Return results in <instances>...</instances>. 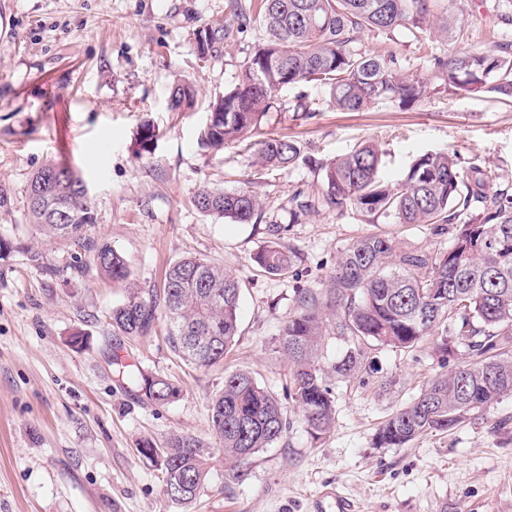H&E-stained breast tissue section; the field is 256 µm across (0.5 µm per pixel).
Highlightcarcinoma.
Here are the masks:
<instances>
[{"label":"carcinoma","instance_id":"cac0c4a2","mask_svg":"<svg viewBox=\"0 0 512 512\" xmlns=\"http://www.w3.org/2000/svg\"><path fill=\"white\" fill-rule=\"evenodd\" d=\"M456 0H228L233 23L206 26L196 35L201 56L216 57L224 43L253 22L262 23L265 39L254 46L237 83L210 105L201 131L202 144L216 152L240 144L258 131L262 118L277 107V92L318 81L332 102L357 112L380 98L404 107L420 100L425 78L401 71L393 55L366 54L355 48L365 31L407 29L423 45L432 32L462 36ZM432 78L456 94L495 91L512 98V42L486 50H464L434 58ZM195 86L181 82L170 93L171 108L193 107ZM158 137L144 124L135 157L151 153ZM259 163L285 168L301 154L286 137L257 142ZM383 150L365 143L318 165L321 187L312 196L289 199L294 217L314 207L343 212L354 209L392 224H433L451 230L448 251L434 254L403 249L385 232L353 243L337 262L329 288L306 290L280 330L276 349L290 362L288 395L302 411L315 439L328 432L335 404L327 379L359 370L366 348L377 343L410 349L426 337L448 332L466 342L471 360L436 376L410 403L394 411L376 433L381 448H402L428 433H446L475 409L512 397V195L486 192L492 171L448 152H427L413 160L401 178L381 177ZM52 191H41L45 177ZM86 183L64 162L39 169L27 190L29 223L50 239H66L92 252L100 272L125 282L124 256L104 241L86 236L96 217ZM205 214L251 221L260 208L258 194L246 185L226 191L202 186L194 198ZM298 253L277 239L254 254L260 271L284 276ZM242 286L223 268L186 257L165 273L162 291L134 288L126 303L112 311V325L123 335L149 336L160 319L167 323L172 350L198 370L224 363L239 332ZM350 342L345 354L325 370L319 364L322 338ZM136 386L156 405L178 396L167 379L134 376ZM212 429L224 449V483H241L252 459L281 440L290 427L284 405L248 371L224 374V388L212 399ZM140 453L162 470L168 499L181 506L208 487L214 468L210 445L190 434L176 435L160 448L146 441Z\"/></svg>","mask_w":512,"mask_h":512}]
</instances>
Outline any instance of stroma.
Listing matches in <instances>:
<instances>
[{
  "instance_id": "35a3bbf8",
  "label": "stroma",
  "mask_w": 512,
  "mask_h": 512,
  "mask_svg": "<svg viewBox=\"0 0 512 512\" xmlns=\"http://www.w3.org/2000/svg\"><path fill=\"white\" fill-rule=\"evenodd\" d=\"M226 0H0V237L18 251L0 259V512H319L327 489L360 512H512V397L470 412L451 431L403 448H379L375 434L427 382L462 361L466 345L448 334V353L433 341L399 350L376 345L369 368L332 379L335 422L312 439L286 384L290 366L276 350L301 290H321L341 254L375 232L366 216L315 210L291 223L288 199L319 185L315 162L365 141L384 151L382 175L400 177L426 152L448 151L491 168L492 190L512 194V100L493 92L459 96L431 82L405 108L379 99L359 112L336 109L318 82L278 94L258 138L297 140L302 160L264 168L255 149L213 153L200 133L209 104L238 80L265 37L251 24L221 55L201 58L196 34L227 22ZM468 43L431 35L419 51L403 29L368 33L362 50L396 55L403 71L429 73V56L462 46L512 41L507 0H461ZM194 84L193 110L171 109L175 82ZM306 97L312 117L294 109ZM159 131L151 155L135 159L143 122ZM67 162L86 181L97 222L89 237L122 253L129 283L90 265L73 243L40 236L27 220L26 188L35 172ZM252 184L261 206L246 224L199 212L194 197L209 184ZM280 228L298 260L293 275L273 277L253 256ZM404 248L446 252L450 235L429 224H389ZM43 255L34 265L23 252ZM199 256L230 270L243 286L240 334L222 366L196 371L170 349L164 327L127 337L112 326L129 286L161 288L174 262ZM82 335L73 345V335ZM167 378L180 389L158 406L119 371ZM251 371L286 402L290 428L262 449L248 478L211 486L187 510L169 501L161 471L138 452L191 434L213 442L210 403L225 373Z\"/></svg>"
}]
</instances>
